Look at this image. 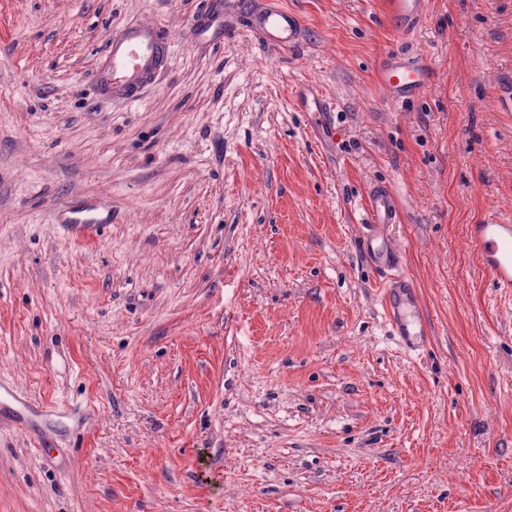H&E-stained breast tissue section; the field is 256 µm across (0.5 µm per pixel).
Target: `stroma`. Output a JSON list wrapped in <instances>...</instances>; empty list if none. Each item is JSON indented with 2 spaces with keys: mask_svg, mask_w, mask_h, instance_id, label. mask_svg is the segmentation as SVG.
<instances>
[{
  "mask_svg": "<svg viewBox=\"0 0 512 512\" xmlns=\"http://www.w3.org/2000/svg\"><path fill=\"white\" fill-rule=\"evenodd\" d=\"M270 3L295 50L251 27ZM424 9L0 0V512H512V293L469 239L512 224V0ZM131 23L171 52L128 103L91 74ZM396 53L433 73L403 104ZM376 183L420 351L363 244ZM79 198L111 224L66 236ZM424 0H389L388 12L403 32L415 30L423 13ZM255 25L264 43L273 48H295L302 40L303 21L295 11L268 6L256 18ZM378 75L380 84L396 102L413 98L429 85L431 79L430 69L422 58L402 55L389 57ZM396 210L394 197L386 186H375L370 193V210L367 214V224H393ZM385 288H387V315L389 323L393 329V333L398 337L399 341L406 347L411 348L413 345L411 336H423L420 331L419 335L411 334L407 325H405L400 316L399 308L404 301V297L408 300V296L412 297V291L406 277L402 273L391 275L385 280Z\"/></svg>",
  "mask_w": 512,
  "mask_h": 512,
  "instance_id": "35a3bbf8",
  "label": "stroma"
}]
</instances>
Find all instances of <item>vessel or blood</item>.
Returning <instances> with one entry per match:
<instances>
[{"instance_id": "obj_1", "label": "vessel or blood", "mask_w": 512, "mask_h": 512, "mask_svg": "<svg viewBox=\"0 0 512 512\" xmlns=\"http://www.w3.org/2000/svg\"><path fill=\"white\" fill-rule=\"evenodd\" d=\"M424 0H388V12L401 31H414L423 13ZM267 46L294 48L302 40L303 21L298 13L284 7L265 8L255 20ZM171 41L153 25L133 23L116 34L106 47L94 70V82L105 91L125 101L137 100L140 90L167 63ZM379 81L394 101L413 98L431 79L427 63L419 57L395 55L380 67ZM396 210L391 190L373 187L370 193L369 224L394 223ZM112 221V209L97 199H81L64 207L59 222L67 234L78 237L85 231L101 229ZM471 241L497 288L512 292V224L488 221L473 225ZM387 315L393 333L404 346H411V332L400 316L405 297L411 296L410 285L397 273L385 281Z\"/></svg>"}]
</instances>
